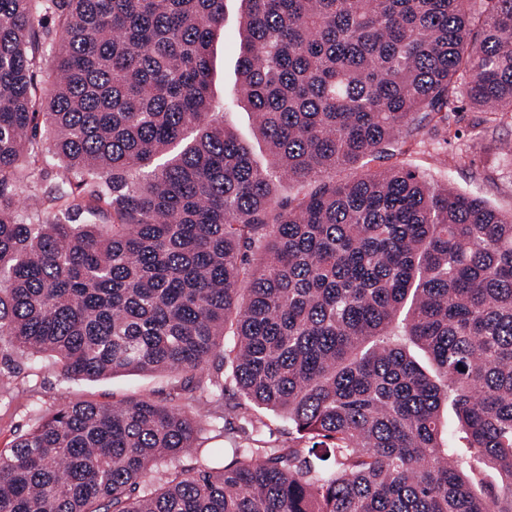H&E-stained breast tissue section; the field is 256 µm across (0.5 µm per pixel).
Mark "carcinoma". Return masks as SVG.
Returning <instances> with one entry per match:
<instances>
[{
  "mask_svg": "<svg viewBox=\"0 0 512 512\" xmlns=\"http://www.w3.org/2000/svg\"><path fill=\"white\" fill-rule=\"evenodd\" d=\"M241 2L230 100L265 168L211 104L224 0H0V347L181 376L42 416L0 450V512H512V213L365 168L461 95L512 112V0ZM201 404L249 425L228 462L196 446ZM256 412H255V411ZM251 412H254L262 417V419L267 424L266 437L269 438V432H271V445L278 447H288V444L293 443L294 435L291 434L292 430L290 425L288 424V418L279 413L273 412L266 409H259L256 407L251 408Z\"/></svg>",
  "mask_w": 512,
  "mask_h": 512,
  "instance_id": "1",
  "label": "carcinoma"
}]
</instances>
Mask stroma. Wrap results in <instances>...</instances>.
<instances>
[{
	"label": "stroma",
	"mask_w": 512,
	"mask_h": 512,
	"mask_svg": "<svg viewBox=\"0 0 512 512\" xmlns=\"http://www.w3.org/2000/svg\"><path fill=\"white\" fill-rule=\"evenodd\" d=\"M241 0H224V25L211 47L210 91L216 106L224 110V120L245 141L253 145L254 158L266 164L262 144L254 140V122L244 105L225 104L224 97L237 78L240 56L239 20ZM512 113L499 114L485 122L483 113L460 108L448 115L445 137L416 134L402 144L393 161L406 164L432 183H451L457 190L471 193L495 208L512 211ZM0 449L10 447L32 429L40 415L61 400L87 401L101 405H121L142 397L164 401L177 384L171 372H119L97 379L65 377L54 358L0 355Z\"/></svg>",
	"instance_id": "1"
}]
</instances>
